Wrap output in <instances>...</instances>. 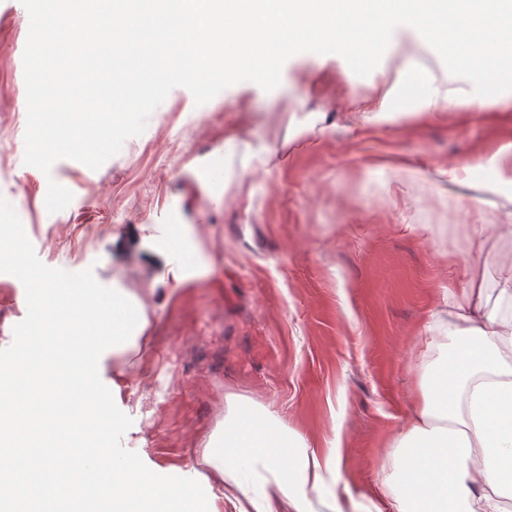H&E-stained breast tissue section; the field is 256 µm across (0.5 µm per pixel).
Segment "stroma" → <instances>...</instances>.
I'll return each mask as SVG.
<instances>
[{
    "mask_svg": "<svg viewBox=\"0 0 512 512\" xmlns=\"http://www.w3.org/2000/svg\"><path fill=\"white\" fill-rule=\"evenodd\" d=\"M34 22L30 0H0V197L13 199L43 263L92 269L147 307L137 349L107 360L127 382L115 400L133 421L123 446L163 474L198 478L237 394L311 447L339 442L337 496L371 494L447 292L476 280L490 306L512 307L496 266L512 262V239L490 237L482 253L470 245L473 225L512 213V186L462 202L440 190L449 164L512 142V109L366 121L352 97L379 98L403 52L460 85L448 58L415 43L364 70L305 57L283 60L270 84L171 85L162 111L118 146L44 149L29 109ZM303 121L314 129L299 141ZM219 151L223 184L202 185ZM175 219L194 225L208 273L170 292L148 245L153 225Z\"/></svg>",
    "mask_w": 512,
    "mask_h": 512,
    "instance_id": "35a3bbf8",
    "label": "stroma"
}]
</instances>
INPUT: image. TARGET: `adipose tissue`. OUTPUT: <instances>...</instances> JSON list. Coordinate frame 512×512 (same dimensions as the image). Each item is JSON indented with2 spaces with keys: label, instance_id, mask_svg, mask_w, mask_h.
I'll return each instance as SVG.
<instances>
[{
  "label": "adipose tissue",
  "instance_id": "obj_1",
  "mask_svg": "<svg viewBox=\"0 0 512 512\" xmlns=\"http://www.w3.org/2000/svg\"><path fill=\"white\" fill-rule=\"evenodd\" d=\"M44 18L52 35L35 30L32 47L41 62L34 101L44 114L82 111L65 124L42 129L59 149L71 148L72 128L108 125V136L124 138L132 111L153 100L160 86L195 85L208 92L217 82L270 83L279 57L333 59L367 66L400 35L427 44L453 60L465 88L428 77L403 56L404 83L368 109L383 122L410 101L417 113L444 109L507 108L512 104V0H431L417 14L416 0H166L164 9L119 12L120 0H93L79 13L48 0ZM111 39L120 65L112 79L71 83L79 58L74 34ZM490 171L496 183L512 185V143L481 156L475 165L449 166L448 193L464 197L472 169ZM162 281L176 285L200 277L196 243L187 224H166L153 238ZM457 325L435 319L436 356L420 362L422 382L413 417L392 443L390 470L374 497L362 503L326 496L341 471V451L310 447L296 430L271 413L231 397L223 431L213 435L202 462L209 481L221 486L207 512H504L512 500V313H486L482 291L470 289L451 301Z\"/></svg>",
  "mask_w": 512,
  "mask_h": 512
}]
</instances>
